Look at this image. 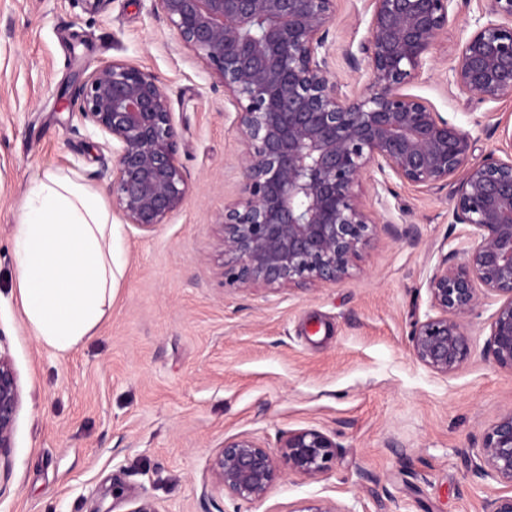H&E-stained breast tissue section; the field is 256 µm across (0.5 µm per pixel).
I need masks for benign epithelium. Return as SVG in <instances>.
I'll list each match as a JSON object with an SVG mask.
<instances>
[{"label":"benign epithelium","mask_w":512,"mask_h":512,"mask_svg":"<svg viewBox=\"0 0 512 512\" xmlns=\"http://www.w3.org/2000/svg\"><path fill=\"white\" fill-rule=\"evenodd\" d=\"M182 45L224 86L236 108L241 197L224 206V277L243 288H307L341 282L379 224L359 193L364 175L392 173L439 189L456 181L452 223L469 246L443 257L428 280L431 313L410 334L414 358L447 375L471 354L466 320L485 299L488 353L512 371V150L473 159L471 134L405 87L437 52L455 0H370L360 46L370 78L357 93L336 82L328 45L337 0H151ZM482 25L459 42L450 84L482 101L512 98V0H478ZM79 111L112 139V208L143 230L163 224L188 195L170 101L156 76L114 61L79 73ZM20 390L0 353V456L12 445ZM336 441L317 429L292 431L277 451L250 437L210 463L212 489L233 500L264 499L288 470L316 479L336 461ZM473 471L512 484V412L466 454ZM131 512H159L128 493ZM512 512V494L486 503Z\"/></svg>","instance_id":"obj_1"}]
</instances>
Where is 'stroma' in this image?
<instances>
[{"label": "stroma", "mask_w": 512, "mask_h": 512, "mask_svg": "<svg viewBox=\"0 0 512 512\" xmlns=\"http://www.w3.org/2000/svg\"><path fill=\"white\" fill-rule=\"evenodd\" d=\"M150 0H0V352L20 386L13 442L0 457V512H130L122 486L160 512H484L505 484L463 452L512 412V371L486 353L495 304L467 331L455 372L413 357L410 332L430 311L441 255L467 246L451 218L453 186L426 190L371 173L363 199L380 222L350 276L309 289H240L224 281L221 214L240 196L235 107ZM369 0H338L332 70L347 91L369 79L347 53L368 36ZM477 0L450 13L440 48L407 88L468 130L475 158L502 149L512 99L484 102L448 83ZM113 61L151 71L166 91L188 196L167 223L120 222L112 308L74 350L39 340L22 311L14 239L18 208L48 170L112 198V143L72 97L78 68ZM317 429L338 444L331 470L287 474L263 500L211 491L225 440L277 448Z\"/></svg>", "instance_id": "stroma-1"}]
</instances>
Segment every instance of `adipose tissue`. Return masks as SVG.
<instances>
[{"label": "adipose tissue", "instance_id": "obj_1", "mask_svg": "<svg viewBox=\"0 0 512 512\" xmlns=\"http://www.w3.org/2000/svg\"><path fill=\"white\" fill-rule=\"evenodd\" d=\"M112 211L77 176L48 170L18 210L14 244L24 315L36 336L65 351L112 306Z\"/></svg>", "mask_w": 512, "mask_h": 512}]
</instances>
